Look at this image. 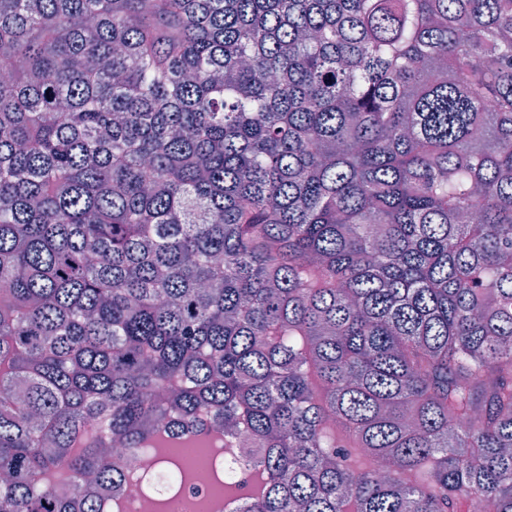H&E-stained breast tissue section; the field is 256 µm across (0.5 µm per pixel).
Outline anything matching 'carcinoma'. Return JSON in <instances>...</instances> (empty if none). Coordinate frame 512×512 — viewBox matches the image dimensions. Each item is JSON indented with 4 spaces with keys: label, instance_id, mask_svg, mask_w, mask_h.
<instances>
[{
    "label": "carcinoma",
    "instance_id": "1",
    "mask_svg": "<svg viewBox=\"0 0 512 512\" xmlns=\"http://www.w3.org/2000/svg\"><path fill=\"white\" fill-rule=\"evenodd\" d=\"M179 432L243 512H512V0H0V512Z\"/></svg>",
    "mask_w": 512,
    "mask_h": 512
}]
</instances>
